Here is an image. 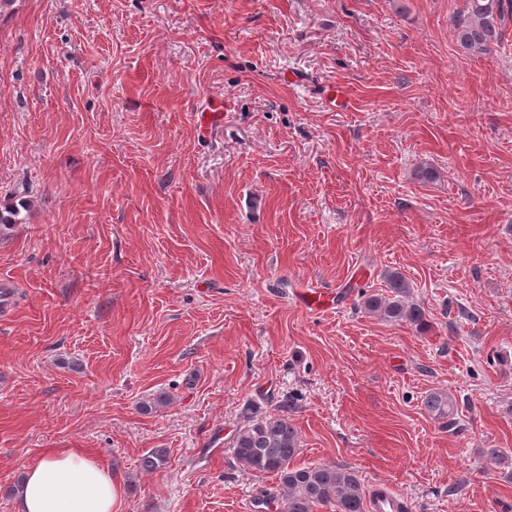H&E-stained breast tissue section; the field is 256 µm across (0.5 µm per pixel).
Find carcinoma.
Masks as SVG:
<instances>
[{
	"mask_svg": "<svg viewBox=\"0 0 512 512\" xmlns=\"http://www.w3.org/2000/svg\"><path fill=\"white\" fill-rule=\"evenodd\" d=\"M466 13L455 20L459 46L472 55H484L502 39L504 0H466ZM388 294L363 296L362 308L388 322H407L419 330L427 328L425 309L411 300L407 278L398 271L384 274ZM423 406L439 419L454 415L455 406L448 393H429ZM298 434L282 415L256 410L237 434L234 443L236 461L259 475L273 474L280 481L285 512H317L332 505L336 512H364L365 492L356 472L345 465L298 467ZM165 448H155L141 459V468L154 473L167 464Z\"/></svg>",
	"mask_w": 512,
	"mask_h": 512,
	"instance_id": "1",
	"label": "carcinoma"
}]
</instances>
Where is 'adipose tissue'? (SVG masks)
Wrapping results in <instances>:
<instances>
[{"label":"adipose tissue","mask_w":512,"mask_h":512,"mask_svg":"<svg viewBox=\"0 0 512 512\" xmlns=\"http://www.w3.org/2000/svg\"><path fill=\"white\" fill-rule=\"evenodd\" d=\"M110 468L78 449H55L26 467L17 512H119Z\"/></svg>","instance_id":"ef3b65f1"}]
</instances>
